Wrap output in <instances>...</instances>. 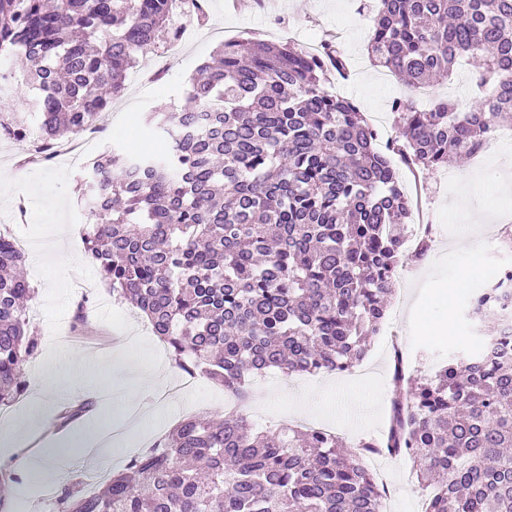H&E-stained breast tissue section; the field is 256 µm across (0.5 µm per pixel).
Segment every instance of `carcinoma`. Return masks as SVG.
Listing matches in <instances>:
<instances>
[{
    "label": "carcinoma",
    "mask_w": 512,
    "mask_h": 512,
    "mask_svg": "<svg viewBox=\"0 0 512 512\" xmlns=\"http://www.w3.org/2000/svg\"><path fill=\"white\" fill-rule=\"evenodd\" d=\"M372 63L412 88L472 67L467 106L391 104L385 143L351 100L326 86L347 63L333 40L224 42L200 66L188 109L149 112L158 155L106 154L88 168L85 251L116 299L145 314L183 372L247 398L252 375L344 373L381 330L400 271L412 201L394 165L438 170L512 112V0H379ZM175 0H0V54L24 55L33 112L0 111V137L38 123L73 138L126 86L146 44H167ZM25 255L0 237V407L26 387L39 339L23 308ZM470 318L494 324L477 354L406 378L380 438L340 450L336 434L285 424L254 431L236 411L195 415L131 457L88 495L65 487L58 512H384L365 464L405 456L431 489L425 512H512V291L479 289ZM94 407H64L60 425Z\"/></svg>",
    "instance_id": "cac0c4a2"
}]
</instances>
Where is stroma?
<instances>
[{
  "label": "stroma",
  "mask_w": 512,
  "mask_h": 512,
  "mask_svg": "<svg viewBox=\"0 0 512 512\" xmlns=\"http://www.w3.org/2000/svg\"><path fill=\"white\" fill-rule=\"evenodd\" d=\"M378 0H242L238 8H228L225 0H209L208 16L197 22V36L189 41L179 59L171 62L160 80L129 87L104 112L101 121L112 129L108 151L156 153L164 151L167 140L161 131L145 125L144 113L165 111L184 105V88L199 65L218 48L219 39L208 30L221 26L225 36L236 39L269 38L273 25L293 26L292 41L299 45L334 36L348 61L347 78L331 76L329 89L352 99L365 115L389 114L394 99L407 89L394 76L374 67L368 58L369 31ZM19 145L0 138V213L24 203L26 216L16 224L17 236L28 240L24 274L34 290L28 303L35 316L33 324L40 342H52L72 329L79 303H86L88 327L104 336L100 354L110 355L123 348L131 356L153 357L161 365L171 360L161 342L152 335L142 317L130 305L103 298L104 290L94 265L84 248L81 229L87 223L85 207L86 171L59 162L46 169H20ZM479 169L476 161L455 167L456 177L467 178ZM447 169L420 172V201L413 223L434 227L431 259L455 248L457 240L440 224L437 212L449 199ZM429 262L415 263L403 257V282L397 283L388 317L380 333L371 341L363 363L342 374L282 376L270 372L249 380V422L265 429L283 421L331 426L343 437L347 448H355L363 438L380 436L388 420L393 346H400L405 362L415 377L434 374L441 357L425 348H412L409 315L418 283L427 275ZM83 352L77 347L61 349L56 367L68 374V388L48 394V414L34 442L11 447L10 459L21 472H28L26 456L59 430L57 415L64 401L93 396L97 389L111 387L112 401L122 405L128 386L114 378L113 371L81 365ZM198 387L183 394L173 415L159 418L156 434H163L186 416L199 412L214 417L224 414V393L206 377H198ZM391 492L386 512H424L427 492L413 474L412 464L394 459L387 475Z\"/></svg>",
  "instance_id": "obj_1"
}]
</instances>
